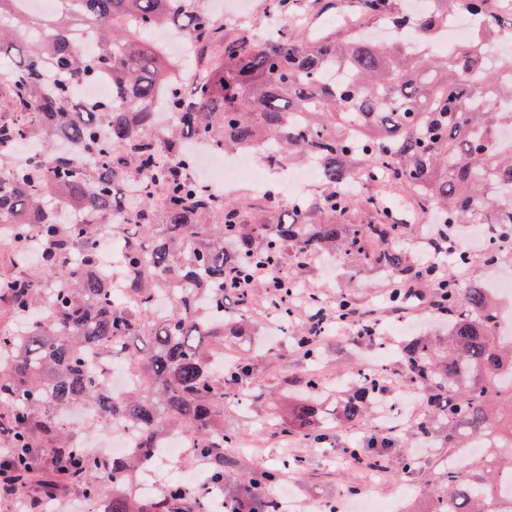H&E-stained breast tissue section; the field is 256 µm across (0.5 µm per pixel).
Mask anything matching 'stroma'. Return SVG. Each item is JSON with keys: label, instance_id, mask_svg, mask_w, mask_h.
I'll return each instance as SVG.
<instances>
[{"label": "stroma", "instance_id": "obj_1", "mask_svg": "<svg viewBox=\"0 0 512 512\" xmlns=\"http://www.w3.org/2000/svg\"><path fill=\"white\" fill-rule=\"evenodd\" d=\"M224 31L233 37L257 32L264 16V0H223ZM321 263L309 262L301 272L307 284L318 287L326 308H334L340 296H350L361 307L373 306L378 325L375 338H360L346 331L325 335L314 356H306L295 342H268L266 332L267 291L253 293L248 321L252 328L249 355L256 375L240 389L244 404L224 406V428L244 438L245 447L224 451V491L234 499L240 489L259 472L288 465L283 479L267 484L271 502H279L282 487L294 493L298 512H331L358 500L367 489H375L382 501L405 495V512H426L433 490L438 489V472L447 466V449L442 437H434L429 449H422L417 432L428 417L425 389L404 384L398 352L405 341L404 327L418 336L440 333L447 325L445 315L424 303L397 310L390 299L394 277L370 265L339 264L334 278L321 275ZM386 367L381 388L369 399V409L358 422L338 421L334 410L352 392L359 371L377 357ZM321 380L319 402L322 415L321 443L285 433L293 406L303 394L309 374ZM258 404H251L254 394ZM384 437L397 440L388 449L384 468L356 465L345 455L356 448L374 454L373 443Z\"/></svg>", "mask_w": 512, "mask_h": 512}]
</instances>
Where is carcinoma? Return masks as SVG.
Instances as JSON below:
<instances>
[{
	"label": "carcinoma",
	"mask_w": 512,
	"mask_h": 512,
	"mask_svg": "<svg viewBox=\"0 0 512 512\" xmlns=\"http://www.w3.org/2000/svg\"><path fill=\"white\" fill-rule=\"evenodd\" d=\"M486 22L484 35L512 27L503 0H427L406 21L396 0H341V23L293 34L268 25L239 39H221L204 0H56L38 18L22 0H0V60L14 78L5 87L12 117L0 124L20 144L35 133L57 136L69 149L45 145L22 163L0 165V225L10 228L23 256L35 243L31 272L0 275V314L24 317L0 333V432L15 452L0 458V490L28 492L32 512L41 501L76 490L105 512H208L205 492L175 482L151 500L130 488L133 474L152 460L150 449L182 434L191 447L218 461L208 484L224 482V400L255 377L244 355L224 367V338L241 347L248 327L226 314L224 299L251 305L252 279H273L292 257L298 268L323 253L347 264L388 271L399 283L415 279L438 289L448 328L414 337L400 350L405 381L425 388L431 419L418 431L445 432L448 448L470 456L448 469L429 512H491L497 488L512 482V431L496 422L494 406L512 419V339L498 335L506 301L489 289L452 281L439 267L417 266L403 249L404 217L382 195L351 190L352 173L367 167L373 185L415 195L419 208L439 211L440 223L494 224L512 235V145L497 143L512 127V57L490 62L481 43L464 42L445 56L403 41H356L350 30L369 22L409 25L424 41L448 20V2ZM266 17L306 20L302 0H265ZM184 35L203 54L223 41L222 59L204 80L183 92L168 83L159 49L143 35L157 29ZM92 33L98 49L83 53L79 37ZM342 72L333 79L330 72ZM108 77L112 100L80 104L79 81ZM167 91L175 123L156 130V100ZM202 143L216 152L251 150L273 169L311 161L318 191L307 203L267 201L250 210L196 185L183 148ZM139 181L138 207L126 204L124 183ZM79 222L67 223L71 213ZM112 225L119 245L121 287L136 294L131 310L100 278L98 228ZM296 278L278 279L268 305L291 324L288 301ZM112 347L150 374L149 389L112 396L106 377L90 372L86 352ZM376 378L362 377L337 415L354 423L365 413ZM89 404L108 422L138 432L139 446L112 460L89 456L58 414ZM317 401L293 410L288 431L317 439ZM47 455V465L37 458Z\"/></svg>",
	"instance_id": "cac0c4a2"
}]
</instances>
